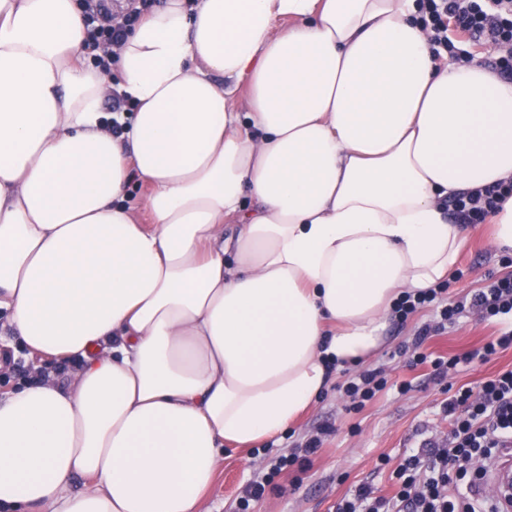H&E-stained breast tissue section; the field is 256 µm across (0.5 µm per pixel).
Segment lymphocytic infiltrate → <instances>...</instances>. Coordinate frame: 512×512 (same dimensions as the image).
I'll use <instances>...</instances> for the list:
<instances>
[{"instance_id":"1","label":"lymphocytic infiltrate","mask_w":512,"mask_h":512,"mask_svg":"<svg viewBox=\"0 0 512 512\" xmlns=\"http://www.w3.org/2000/svg\"><path fill=\"white\" fill-rule=\"evenodd\" d=\"M154 0H126L121 12H111L91 0L85 9L87 38L83 52L95 67L111 70L119 60L117 52L128 30L147 14ZM420 22L431 33L433 52H446L449 63L468 62L466 44L484 40L506 47L495 68L502 79L512 82V0H420ZM512 197V179L494 182L474 191L454 196L452 210L461 223L481 224L499 213ZM453 273L451 281L460 280ZM451 281L416 293H405L394 303L398 321H406L429 307L434 320L414 336L410 349L419 364H430L436 379L445 381L446 397L441 412L448 420V433L432 447L392 463L390 456L379 458L380 466H392L395 490L392 496L376 494L367 484L341 499L336 512H492L470 498L484 478L487 461L512 450V368L497 372L477 385L448 384L449 371L473 357L488 360L512 349V274L494 278L486 287L452 301L448 298ZM478 309L483 319L495 322L496 336L484 343L477 354L451 357L426 354L423 345L430 333L454 326L466 307ZM383 369L360 372L342 387L352 410L365 407L377 393L386 389Z\"/></svg>"}]
</instances>
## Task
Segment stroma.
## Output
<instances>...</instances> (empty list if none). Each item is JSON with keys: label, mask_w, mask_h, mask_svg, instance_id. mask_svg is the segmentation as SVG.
<instances>
[{"label": "stroma", "mask_w": 512, "mask_h": 512, "mask_svg": "<svg viewBox=\"0 0 512 512\" xmlns=\"http://www.w3.org/2000/svg\"><path fill=\"white\" fill-rule=\"evenodd\" d=\"M457 264L463 278L453 283L449 293L460 297L486 287L490 277L503 273V255L493 242L490 224H468ZM430 311H422L405 324L388 322L382 347L364 361L333 373L331 385L295 424L273 440V450L285 452L305 441L322 427L330 432L305 470L291 469L276 477L253 512H334L338 500L358 484H372L378 494L392 491L390 469L378 466L380 455L392 460L423 448L426 441L447 432L440 413L445 398L443 386L431 377L427 364H411L400 349L412 341L419 327L432 322ZM496 324L481 320L470 311L455 327L432 334L425 348L436 356L450 357L480 349L495 333ZM10 356L12 367L0 366V394L16 387L39 365L40 359L13 337L6 313L0 312V357ZM384 368L393 382L411 383L407 394L396 389L379 393L360 411H352L340 386L360 368ZM265 461L257 453L225 451L211 490L201 502V512H236L243 488L262 471Z\"/></svg>", "instance_id": "1"}]
</instances>
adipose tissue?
I'll return each mask as SVG.
<instances>
[{"label":"adipose tissue","instance_id":"adipose-tissue-1","mask_svg":"<svg viewBox=\"0 0 512 512\" xmlns=\"http://www.w3.org/2000/svg\"><path fill=\"white\" fill-rule=\"evenodd\" d=\"M416 13L166 0L115 86L76 0H0V311L79 362L0 398V512H198L223 446L283 433L448 276L439 202L512 177V82L434 61Z\"/></svg>","mask_w":512,"mask_h":512}]
</instances>
